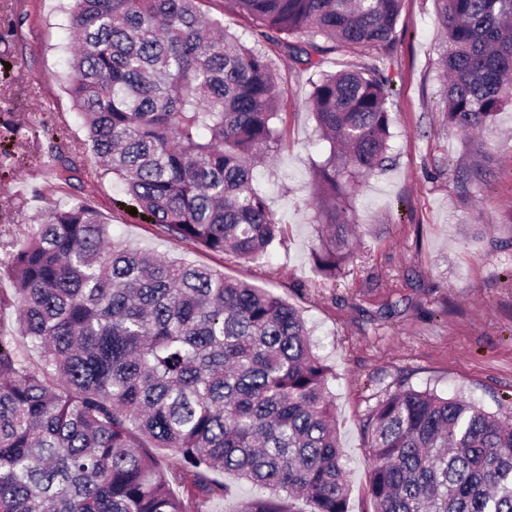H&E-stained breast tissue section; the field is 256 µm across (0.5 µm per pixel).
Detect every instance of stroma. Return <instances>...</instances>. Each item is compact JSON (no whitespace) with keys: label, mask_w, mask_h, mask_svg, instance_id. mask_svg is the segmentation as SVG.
Returning a JSON list of instances; mask_svg holds the SVG:
<instances>
[{"label":"stroma","mask_w":512,"mask_h":512,"mask_svg":"<svg viewBox=\"0 0 512 512\" xmlns=\"http://www.w3.org/2000/svg\"><path fill=\"white\" fill-rule=\"evenodd\" d=\"M71 5L0 0V265L37 216L87 199L114 240L212 267L296 306L332 369L349 512H371L374 463L364 424L400 385L461 396L512 422V104L475 134L449 124L439 103L433 0H403L392 39L378 52L389 79L390 149L354 197L353 254L334 280L313 261L310 171L329 145L309 107V72L270 56L286 89L287 134L256 172L283 224L280 237L256 263L213 254L131 213L112 176L83 149L85 130L67 91ZM54 153L74 160L70 182L50 168Z\"/></svg>","instance_id":"35a3bbf8"}]
</instances>
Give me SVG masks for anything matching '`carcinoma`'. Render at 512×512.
Returning <instances> with one entry per match:
<instances>
[{
	"label": "carcinoma",
	"mask_w": 512,
	"mask_h": 512,
	"mask_svg": "<svg viewBox=\"0 0 512 512\" xmlns=\"http://www.w3.org/2000/svg\"><path fill=\"white\" fill-rule=\"evenodd\" d=\"M199 2L75 0L69 91L91 151L161 232L258 262L280 234L254 176L283 140L269 53L317 69L309 102L330 151L311 170L314 262L334 278L392 116L381 67L324 71L325 44L371 57L401 0H234L251 46ZM435 2L448 122L491 125L512 102V0ZM52 160L69 182L74 163ZM3 276L18 318L0 336V512H208L231 494L224 474L279 492L243 512L300 498L349 512L330 368L288 301L113 240L87 200L41 215ZM366 433L373 512H512V426L475 403L402 388Z\"/></svg>",
	"instance_id": "1"
}]
</instances>
